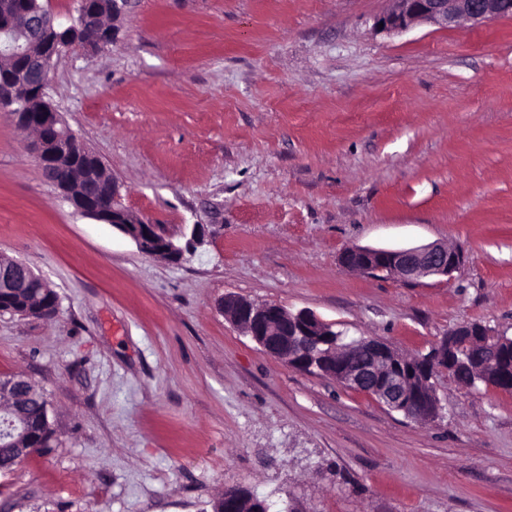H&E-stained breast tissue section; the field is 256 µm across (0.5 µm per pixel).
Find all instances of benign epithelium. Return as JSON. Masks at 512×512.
Wrapping results in <instances>:
<instances>
[{
    "label": "benign epithelium",
    "instance_id": "obj_1",
    "mask_svg": "<svg viewBox=\"0 0 512 512\" xmlns=\"http://www.w3.org/2000/svg\"><path fill=\"white\" fill-rule=\"evenodd\" d=\"M127 0H81L76 23L60 28L41 0H5L0 4V109L10 111L22 104L27 112L22 120L37 128L33 145L43 173L56 185L62 197L82 216L113 229L131 239L138 250L178 264L193 254L204 237L201 224L192 225L184 245L160 234L156 225L142 218L122 202L119 186L101 178L99 192L92 194L76 186L75 173L84 159L94 156L90 150H77V135L63 121L48 94L50 74L56 61L79 47L105 46L112 33L103 32L101 20L114 19L121 12L119 3ZM393 7L377 23L387 33H399L418 24L448 29L461 20L481 25L495 19L512 18V0H392ZM465 261V255L444 242L398 249L352 246L339 254V263L349 271L405 281L448 277ZM39 277L29 266L12 261L0 263V289L19 287L18 274ZM219 309L224 318L250 336L267 354L283 360L300 372L331 376L349 388L363 391L389 410L420 423L441 417L438 394L424 391L418 382L434 372L454 371L461 362L459 351L483 337L482 354L474 362L494 366L507 356L497 344L496 333L477 324L459 326L417 363L399 360L387 343L368 337L361 340L365 356L350 364H336V354L346 347L325 341L336 335L333 324L310 310L291 313L275 304H257L229 295ZM33 382L22 375L1 376L0 394L8 396L19 386Z\"/></svg>",
    "mask_w": 512,
    "mask_h": 512
}]
</instances>
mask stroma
<instances>
[{"label":"stroma","mask_w":512,"mask_h":512,"mask_svg":"<svg viewBox=\"0 0 512 512\" xmlns=\"http://www.w3.org/2000/svg\"><path fill=\"white\" fill-rule=\"evenodd\" d=\"M391 0H133L62 57L50 98L123 203L183 241L172 264L78 214L0 112V256L57 291L0 313V375L45 391L57 447L0 476V512H512V394L437 379L420 424L295 371L225 295L308 309L427 353L457 326L512 336V19L395 34ZM441 241L448 277L342 268L348 246ZM220 502L221 505L215 512H241V511H250L255 505L249 503L251 502V491L242 488H231L224 491V495L217 501Z\"/></svg>","instance_id":"1"}]
</instances>
